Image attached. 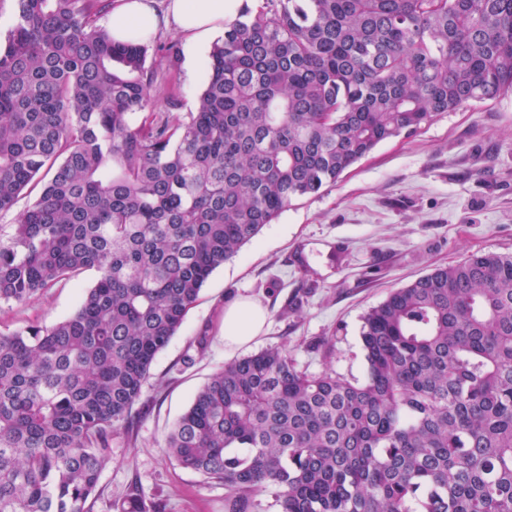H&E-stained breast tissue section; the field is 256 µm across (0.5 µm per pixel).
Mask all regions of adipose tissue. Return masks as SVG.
I'll list each match as a JSON object with an SVG mask.
<instances>
[{
  "label": "adipose tissue",
  "mask_w": 512,
  "mask_h": 512,
  "mask_svg": "<svg viewBox=\"0 0 512 512\" xmlns=\"http://www.w3.org/2000/svg\"><path fill=\"white\" fill-rule=\"evenodd\" d=\"M243 0H172L166 15H159L148 0H121L110 21L114 40L125 42L166 27L182 35L188 51H195L234 19ZM268 314L259 304L236 301L224 309V345L240 348L264 330Z\"/></svg>",
  "instance_id": "obj_1"
}]
</instances>
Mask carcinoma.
Here are the masks:
<instances>
[{"instance_id":"obj_1","label":"carcinoma","mask_w":512,"mask_h":512,"mask_svg":"<svg viewBox=\"0 0 512 512\" xmlns=\"http://www.w3.org/2000/svg\"><path fill=\"white\" fill-rule=\"evenodd\" d=\"M112 0H15L0 45V302L93 270L78 309L0 332V512H85L156 355L209 276L379 144L512 91V0H266L224 23L194 111L152 108ZM363 380L270 348L224 364L165 452L226 512H512V253L363 317ZM116 512H149L131 483Z\"/></svg>"}]
</instances>
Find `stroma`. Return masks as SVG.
I'll return each mask as SVG.
<instances>
[{
	"label": "stroma",
	"instance_id": "1",
	"mask_svg": "<svg viewBox=\"0 0 512 512\" xmlns=\"http://www.w3.org/2000/svg\"><path fill=\"white\" fill-rule=\"evenodd\" d=\"M154 109L169 94L193 111L202 68L157 61ZM512 253V92L465 105L417 133L380 144L336 184L293 202L237 257L217 268L160 351L129 434L114 437L88 512H112L131 481L159 512H224L223 484L177 466L166 436L225 362L285 348L298 366L363 379L364 315L396 288L481 252ZM95 278L55 286L25 304L0 303V331L52 325L73 313ZM241 298L269 312L265 334L224 347V308ZM209 341L197 351L196 337Z\"/></svg>",
	"mask_w": 512,
	"mask_h": 512
}]
</instances>
